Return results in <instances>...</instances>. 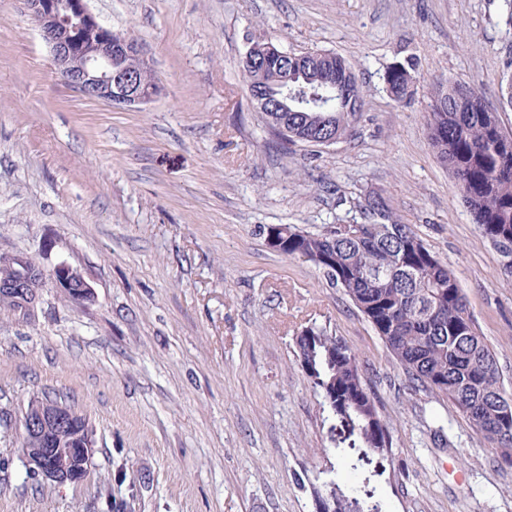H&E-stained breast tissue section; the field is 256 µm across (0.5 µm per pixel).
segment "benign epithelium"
I'll return each mask as SVG.
<instances>
[{
    "label": "benign epithelium",
    "mask_w": 512,
    "mask_h": 512,
    "mask_svg": "<svg viewBox=\"0 0 512 512\" xmlns=\"http://www.w3.org/2000/svg\"><path fill=\"white\" fill-rule=\"evenodd\" d=\"M31 18L50 48L54 74L91 100L134 107L150 102L158 88H143L139 73L148 65L141 46L118 35L104 34L103 26L88 7V0H25ZM82 31L76 43L73 33ZM132 57L137 66L112 75V56ZM253 100L261 112H286L288 105L274 99L263 86ZM0 267L9 275L0 279V296L35 312L39 291L48 280L77 304L94 299V292L80 270L66 263L44 268L23 254H0ZM71 409L49 397L30 399L23 418L24 433L37 447L24 449L29 468L57 484H78L89 472L95 452L93 434L74 422Z\"/></svg>",
    "instance_id": "7a95c632"
}]
</instances>
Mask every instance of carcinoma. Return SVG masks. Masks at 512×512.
I'll list each match as a JSON object with an SVG mask.
<instances>
[{
	"instance_id": "1",
	"label": "carcinoma",
	"mask_w": 512,
	"mask_h": 512,
	"mask_svg": "<svg viewBox=\"0 0 512 512\" xmlns=\"http://www.w3.org/2000/svg\"><path fill=\"white\" fill-rule=\"evenodd\" d=\"M416 63L409 59L387 71L394 101L412 95ZM324 62L304 74L288 59L277 61L278 90L288 96V111L262 112L260 118L279 148L315 145V141L347 136L361 111L364 92L352 81V111L341 96L325 98L321 83ZM454 77L431 92L426 126L439 160L452 173L460 198L482 236L509 261L512 275V135L505 133L497 113L480 95L463 104L448 95ZM336 110V130L313 117L324 107ZM365 214L382 224H361L349 232L338 224L320 233L285 224L288 239L282 254L306 256L329 282L342 289L383 340L409 380L448 400L476 433L512 462V395L500 383L496 360L472 320L462 289L447 265L440 262L402 223L379 196L365 198ZM298 362L313 388L331 401L336 418L365 432L373 470L380 476L389 461L391 438L368 390L359 360L351 348L326 328L310 326V335L295 341ZM331 512H383L374 491L359 499L331 480L324 484Z\"/></svg>"
}]
</instances>
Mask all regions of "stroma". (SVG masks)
<instances>
[{"mask_svg":"<svg viewBox=\"0 0 512 512\" xmlns=\"http://www.w3.org/2000/svg\"><path fill=\"white\" fill-rule=\"evenodd\" d=\"M142 46L162 91L140 108L84 98L53 74L24 0H0V253L79 269L78 305L46 283L29 320L0 311V512H317L336 480L371 481L385 512H512L503 462L445 398L414 387L342 289L266 241L363 221L382 195L457 277L512 393V278L436 159L432 87L470 82L512 133L502 0H88ZM327 50L365 104L328 147L271 146L239 71L248 34ZM415 58L395 103L385 74ZM316 324L360 357L388 425L383 475L301 371ZM47 395L93 427L90 474L29 471L21 418ZM122 480H115V473Z\"/></svg>","mask_w":512,"mask_h":512,"instance_id":"35a3bbf8","label":"stroma"}]
</instances>
